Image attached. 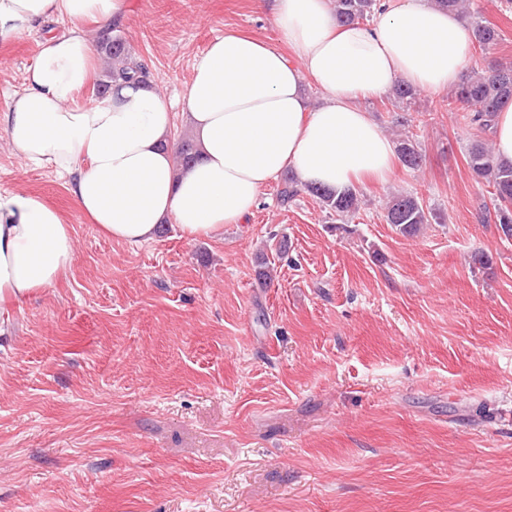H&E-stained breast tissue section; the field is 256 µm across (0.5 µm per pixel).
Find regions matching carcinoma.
<instances>
[{"instance_id": "1", "label": "carcinoma", "mask_w": 512, "mask_h": 512, "mask_svg": "<svg viewBox=\"0 0 512 512\" xmlns=\"http://www.w3.org/2000/svg\"><path fill=\"white\" fill-rule=\"evenodd\" d=\"M336 20L342 24L367 23L373 17L375 0H333ZM443 10L467 13L476 18L472 24V36L479 48L495 44L500 38L498 30L480 20V11L467 0H435ZM102 53L110 60L111 68L105 78L97 84V91L107 92L112 80L130 75L148 77L144 64L131 58L123 37L110 32L98 37ZM452 99L469 112V123L477 130H491V117L499 108L512 101V63L494 62L484 70L467 76L457 86ZM398 153L404 166L415 170L421 166L422 154L415 141L406 137L398 143ZM197 158V148L192 140L178 142L177 162L186 166ZM472 174L493 185V208H484L483 213L494 214L503 236L512 239V165L500 164L495 160L489 144L481 140L473 142L467 156ZM306 191L320 200L324 209L338 217H347L359 209V199L353 189L333 192L320 187H308ZM300 188L290 173L283 178L278 192L282 203L294 199ZM430 212L421 198L413 194H401L386 203L384 218L404 236H414L420 227L429 223Z\"/></svg>"}]
</instances>
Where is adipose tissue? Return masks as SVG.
<instances>
[{"instance_id":"1","label":"adipose tissue","mask_w":512,"mask_h":512,"mask_svg":"<svg viewBox=\"0 0 512 512\" xmlns=\"http://www.w3.org/2000/svg\"><path fill=\"white\" fill-rule=\"evenodd\" d=\"M289 64L278 47L228 31L193 66L182 100L153 85L113 81L107 95L77 101L100 54L85 34L121 30L126 0H0V41L47 21L25 88L0 114V130L25 165L65 179L77 208L113 239L140 244L173 222L186 236H214L240 223L283 171L300 184L341 191L387 181L395 146L361 106L396 83L436 94L455 83L471 55V33L434 0H377L372 23L343 25L332 0H271ZM312 80L322 93L310 104ZM182 116L198 147L177 168L172 139ZM72 230L41 197L0 191V307L53 286L74 263Z\"/></svg>"}]
</instances>
